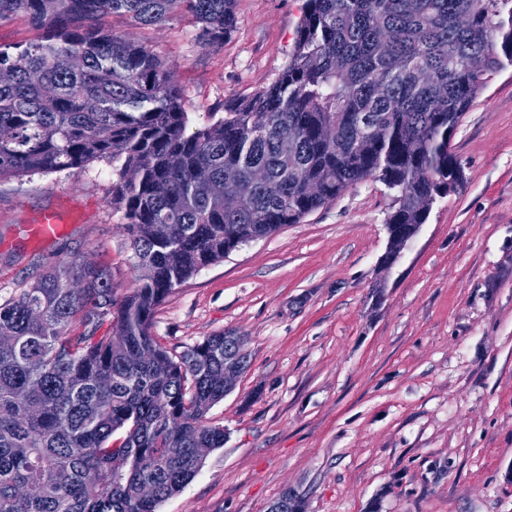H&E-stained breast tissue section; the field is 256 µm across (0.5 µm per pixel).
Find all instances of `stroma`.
I'll list each match as a JSON object with an SVG mask.
<instances>
[{"mask_svg":"<svg viewBox=\"0 0 512 512\" xmlns=\"http://www.w3.org/2000/svg\"><path fill=\"white\" fill-rule=\"evenodd\" d=\"M304 0H237L223 43L187 15L102 24L179 67L193 122L271 83ZM466 179L437 199L401 261L378 267L394 193L368 179L202 268L155 311L174 353L222 332L249 367L208 413L223 447L158 512H269L284 489L306 512H512V67L452 140ZM112 165L0 183V301L45 268L109 267L133 286L130 236L109 202ZM56 212L61 231L33 234Z\"/></svg>","mask_w":512,"mask_h":512,"instance_id":"35a3bbf8","label":"stroma"}]
</instances>
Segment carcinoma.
Returning a JSON list of instances; mask_svg holds the SVG:
<instances>
[{"label":"carcinoma","instance_id":"obj_1","mask_svg":"<svg viewBox=\"0 0 512 512\" xmlns=\"http://www.w3.org/2000/svg\"><path fill=\"white\" fill-rule=\"evenodd\" d=\"M236 0H0L39 38L0 44V181L112 161L137 286L66 260L0 301V512H157L224 447L207 414L248 368L245 338L180 354L158 306L201 268L367 179L395 191L387 257L464 182L465 112L512 67V0H306L287 66L187 133L175 68L103 29L191 15L204 45ZM479 58L476 70L470 61ZM234 190L215 192L226 180ZM154 486L149 497L145 484ZM270 512H303L285 490Z\"/></svg>","mask_w":512,"mask_h":512}]
</instances>
